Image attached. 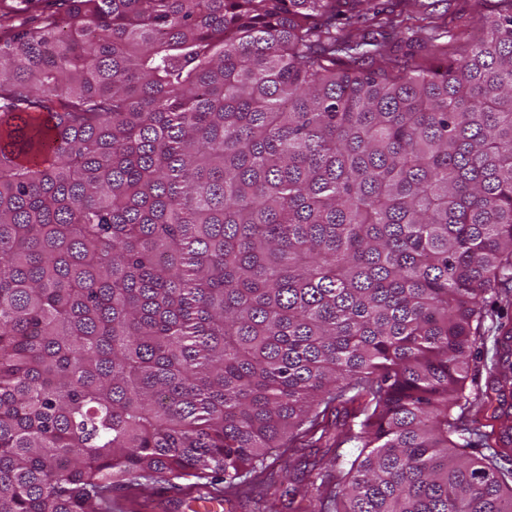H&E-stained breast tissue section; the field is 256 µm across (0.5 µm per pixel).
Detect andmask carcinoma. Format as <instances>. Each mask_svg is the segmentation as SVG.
I'll list each match as a JSON object with an SVG mask.
<instances>
[{
	"label": "carcinoma",
	"mask_w": 512,
	"mask_h": 512,
	"mask_svg": "<svg viewBox=\"0 0 512 512\" xmlns=\"http://www.w3.org/2000/svg\"><path fill=\"white\" fill-rule=\"evenodd\" d=\"M50 2L0 14V512L319 454L318 512H512L463 424L512 288V0L404 61L375 0Z\"/></svg>",
	"instance_id": "obj_1"
}]
</instances>
